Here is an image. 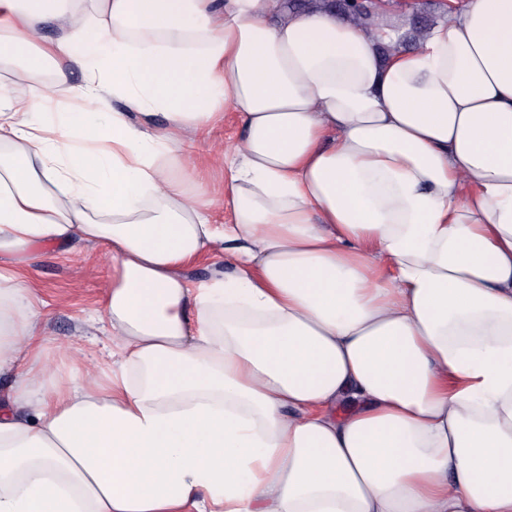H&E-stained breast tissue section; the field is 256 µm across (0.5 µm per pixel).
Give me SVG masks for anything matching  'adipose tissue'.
Returning <instances> with one entry per match:
<instances>
[{
	"label": "adipose tissue",
	"mask_w": 512,
	"mask_h": 512,
	"mask_svg": "<svg viewBox=\"0 0 512 512\" xmlns=\"http://www.w3.org/2000/svg\"><path fill=\"white\" fill-rule=\"evenodd\" d=\"M394 39L279 0H0V59L55 75L0 83V512H512V0ZM228 110V188L189 186ZM73 242L112 256L102 375L42 361L19 268ZM217 253L235 276L186 278Z\"/></svg>",
	"instance_id": "obj_1"
}]
</instances>
